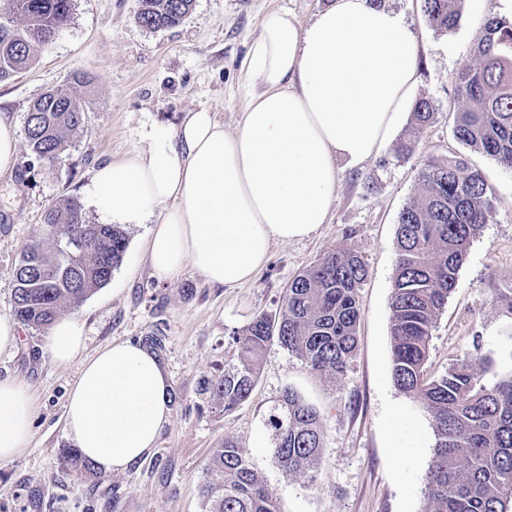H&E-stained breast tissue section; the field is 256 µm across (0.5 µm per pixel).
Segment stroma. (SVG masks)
Wrapping results in <instances>:
<instances>
[{
	"label": "stroma",
	"mask_w": 512,
	"mask_h": 512,
	"mask_svg": "<svg viewBox=\"0 0 512 512\" xmlns=\"http://www.w3.org/2000/svg\"><path fill=\"white\" fill-rule=\"evenodd\" d=\"M330 2L194 0L178 26L153 30L137 22L138 0H74L70 21L35 47L30 67L0 82V113L16 124L50 90L79 99L86 112L55 163L35 162L23 140L15 171L0 176V315L12 312L14 268L48 208L70 198L86 220L107 223L89 194L93 172L130 150L148 149L153 123L175 125L185 112L205 108L235 131L248 100L241 67L263 15L285 8L304 25ZM491 2L464 0L458 27L441 33L426 23L421 0H382L405 14L416 36L421 60L412 96L433 100L435 118L416 134L402 119L380 155L344 169L326 224L309 238L273 242L266 265L249 283L217 288L189 267L173 279H157L145 259L148 225H126L128 247L111 281L68 313L84 326V357L131 341L148 346L164 365L172 418L146 460L121 473L68 460L72 442L64 414L81 363L41 358L42 330L21 327L18 351L0 356V375L23 378L37 411L25 451L0 462V512H205L200 486L206 465L228 437L248 449L280 512H426L422 489L435 436L428 413L393 383L389 310L399 214L417 193L421 160L464 156L486 177L493 201L432 331L427 369L440 374L477 348L498 364L512 361L507 318L495 303L496 290L512 284V172L453 134L452 76ZM408 140L412 154L399 156ZM337 248L355 251L367 268L358 342L347 369L335 378L321 375L271 342L250 398L223 411L204 393L203 381L235 363L233 332L279 310L288 284ZM289 388L322 414L323 451L313 480L285 478L270 447L253 445L254 432L268 428Z\"/></svg>",
	"instance_id": "35a3bbf8"
}]
</instances>
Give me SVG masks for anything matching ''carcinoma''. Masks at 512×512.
Wrapping results in <instances>:
<instances>
[{
	"instance_id": "1",
	"label": "carcinoma",
	"mask_w": 512,
	"mask_h": 512,
	"mask_svg": "<svg viewBox=\"0 0 512 512\" xmlns=\"http://www.w3.org/2000/svg\"><path fill=\"white\" fill-rule=\"evenodd\" d=\"M463 0H422L438 32L459 24ZM194 0H139L137 21L150 29L178 25ZM73 0H0V81L30 65L34 47L53 40L68 23ZM23 24H17V19ZM454 136L512 170V19L488 17L453 77ZM434 101L419 98L413 129L430 123ZM85 112L74 97L48 91L26 113L31 155L59 159ZM491 189L462 157L432 158L419 172L416 196L399 215L396 268L390 301L393 380L431 417L436 443L424 495L428 512H512V370L492 358L456 359L431 376L426 363L434 324L454 290L471 241L491 216ZM71 243L70 254L58 240ZM128 236L120 224H91L67 199L43 216L38 239L14 268L12 308L23 325L47 328L67 307L105 286L122 263ZM367 276L361 258L325 253L286 288L280 310L256 316L232 334L236 363L208 381L213 399L230 411L254 388L271 340L327 376L342 374L357 342L359 289ZM273 456L287 478L314 477L323 448L321 415L297 392H283L270 420ZM200 487L206 512H279L277 502L233 440L215 449Z\"/></svg>"
}]
</instances>
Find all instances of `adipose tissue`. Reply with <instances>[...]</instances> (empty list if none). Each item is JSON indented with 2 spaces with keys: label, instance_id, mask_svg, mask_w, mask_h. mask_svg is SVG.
<instances>
[{
  "label": "adipose tissue",
  "instance_id": "ef3b65f1",
  "mask_svg": "<svg viewBox=\"0 0 512 512\" xmlns=\"http://www.w3.org/2000/svg\"><path fill=\"white\" fill-rule=\"evenodd\" d=\"M419 55L404 15L374 0H331L304 26L270 10L243 62L251 93L237 130L206 109L153 124L148 149L95 171L93 204L115 223L149 225L146 256L158 278L189 266L216 287L249 282L272 242L326 223L342 166L387 146ZM39 349L58 364L82 362L65 430L87 458L122 472L150 454L172 416L155 352L121 341L82 359L84 328L73 317L54 321ZM35 411L23 382L0 377L1 462L24 451Z\"/></svg>",
  "mask_w": 512,
  "mask_h": 512
}]
</instances>
